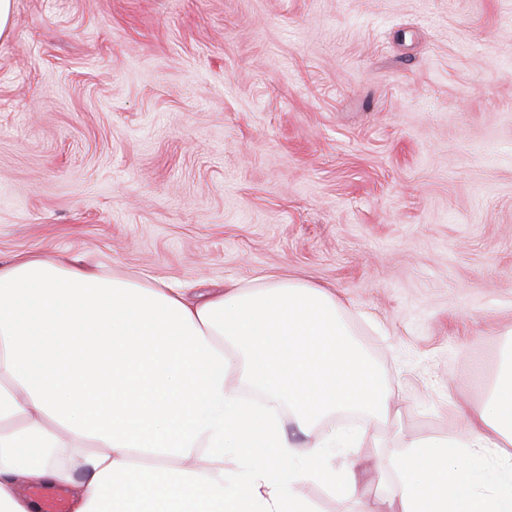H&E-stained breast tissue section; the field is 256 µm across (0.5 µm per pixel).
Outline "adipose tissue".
<instances>
[{
	"label": "adipose tissue",
	"mask_w": 512,
	"mask_h": 512,
	"mask_svg": "<svg viewBox=\"0 0 512 512\" xmlns=\"http://www.w3.org/2000/svg\"><path fill=\"white\" fill-rule=\"evenodd\" d=\"M392 404L329 289L233 284L195 302L63 256L0 262V512H36L20 493L36 481L70 488L74 512H317L302 485L350 496L356 463L320 466L330 434L293 464L279 412L308 436L339 409L381 420ZM511 445L507 357L466 434L405 447L392 512H512V462L491 494L468 463Z\"/></svg>",
	"instance_id": "ef3b65f1"
}]
</instances>
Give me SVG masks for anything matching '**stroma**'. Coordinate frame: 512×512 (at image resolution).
Listing matches in <instances>:
<instances>
[{"instance_id":"stroma-1","label":"stroma","mask_w":512,"mask_h":512,"mask_svg":"<svg viewBox=\"0 0 512 512\" xmlns=\"http://www.w3.org/2000/svg\"><path fill=\"white\" fill-rule=\"evenodd\" d=\"M69 254L194 293L335 292L394 393L337 456L389 512L512 340V0H12L0 260Z\"/></svg>"}]
</instances>
